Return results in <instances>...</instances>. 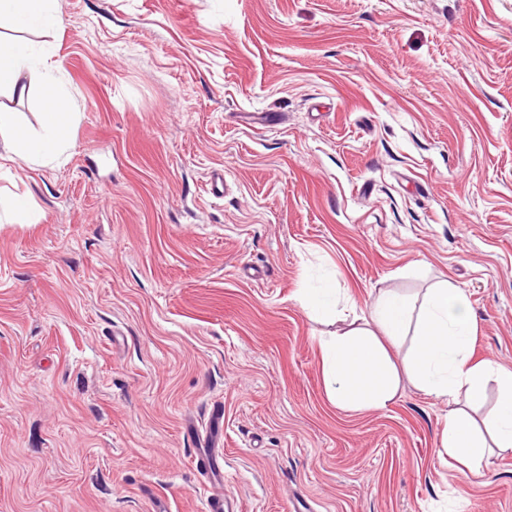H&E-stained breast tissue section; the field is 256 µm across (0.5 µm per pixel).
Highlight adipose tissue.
I'll return each mask as SVG.
<instances>
[{"label":"adipose tissue","instance_id":"adipose-tissue-1","mask_svg":"<svg viewBox=\"0 0 512 512\" xmlns=\"http://www.w3.org/2000/svg\"><path fill=\"white\" fill-rule=\"evenodd\" d=\"M54 2L0 0V16H9L21 31H48L61 22ZM59 68V63L26 41L0 40V90L23 94L37 80L44 93L45 123L38 133L21 127L14 112L0 107V139L8 144L9 161L43 163L68 148L73 116L68 100L55 87L54 73ZM370 319L371 327L321 342L326 391L336 407L379 410L395 399L400 374L385 343L397 341L413 326L418 342L410 369L426 395L451 399L461 394L469 405L479 406L484 402L485 380L493 379L498 387L491 435H483L464 411L449 416L442 434L449 457L477 474L494 451H512V370L490 361H473V315L462 292L436 288L420 299L383 292L372 304Z\"/></svg>","mask_w":512,"mask_h":512}]
</instances>
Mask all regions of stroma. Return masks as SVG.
<instances>
[{"instance_id":"obj_1","label":"stroma","mask_w":512,"mask_h":512,"mask_svg":"<svg viewBox=\"0 0 512 512\" xmlns=\"http://www.w3.org/2000/svg\"><path fill=\"white\" fill-rule=\"evenodd\" d=\"M56 7L0 20L74 114L58 159L0 167L42 216L0 220V512H200L218 401L238 512H512V451L463 471L407 373L337 408L320 348L448 286L473 359L512 370V0ZM330 286L336 314L302 305ZM56 0H1L0 17L7 15L21 31H48L61 19L54 7Z\"/></svg>"}]
</instances>
